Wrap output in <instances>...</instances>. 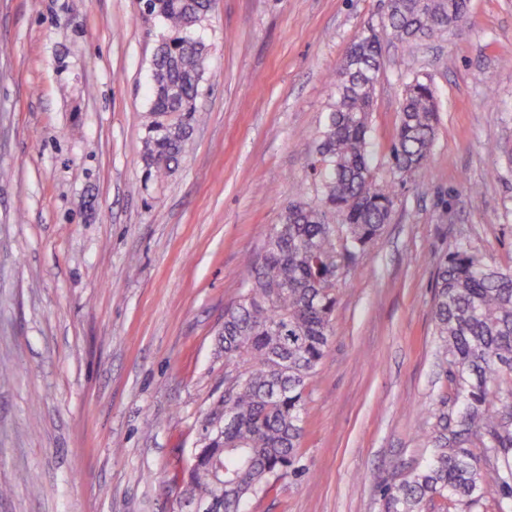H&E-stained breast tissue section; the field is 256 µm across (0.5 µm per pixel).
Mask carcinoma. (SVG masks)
<instances>
[{"mask_svg":"<svg viewBox=\"0 0 512 512\" xmlns=\"http://www.w3.org/2000/svg\"><path fill=\"white\" fill-rule=\"evenodd\" d=\"M162 22L153 63L154 93L145 115V163L164 178L178 166L200 120L196 101L207 52L192 31L213 0H145ZM468 0H394L387 27L409 44L446 30L448 13L464 17ZM380 69V39L371 27L354 41L336 76V98L308 164L321 185L317 203L289 204L270 229L238 296L224 311V373L238 388L224 394V425L203 438L180 492L220 512L266 495L300 476L305 393L333 333L335 288L380 236L391 216L393 185L372 175L370 114ZM430 84L402 92L389 155L398 173L428 169L437 124ZM341 223L330 224L327 213ZM435 333L462 410L448 423L447 401L420 429L431 438L424 465L382 489L384 512H470L487 486L498 512L512 502V268L486 264L464 245L438 261L433 283ZM490 449L479 464L471 447Z\"/></svg>","mask_w":512,"mask_h":512,"instance_id":"1","label":"carcinoma"}]
</instances>
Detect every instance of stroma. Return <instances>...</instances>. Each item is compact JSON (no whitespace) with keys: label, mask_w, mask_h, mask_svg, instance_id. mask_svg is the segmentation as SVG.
Here are the masks:
<instances>
[{"label":"stroma","mask_w":512,"mask_h":512,"mask_svg":"<svg viewBox=\"0 0 512 512\" xmlns=\"http://www.w3.org/2000/svg\"><path fill=\"white\" fill-rule=\"evenodd\" d=\"M386 0H215L204 120L166 179L143 114L163 31L142 0H0V512H172L224 395V308L308 175L357 36ZM373 175L391 218L338 284L305 406V474L246 512H382L460 405L434 335L437 258L512 267V0L407 46L380 39ZM431 84L428 171L387 161L405 83ZM499 146L489 152V143ZM477 185L474 196L469 186Z\"/></svg>","instance_id":"stroma-1"}]
</instances>
